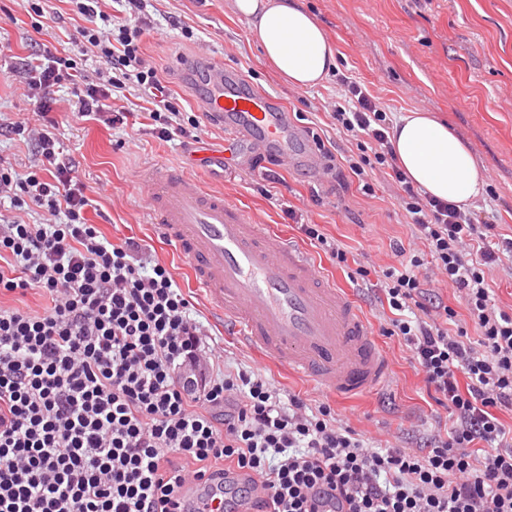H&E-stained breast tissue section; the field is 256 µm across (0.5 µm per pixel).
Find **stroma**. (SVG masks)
<instances>
[{
  "mask_svg": "<svg viewBox=\"0 0 512 512\" xmlns=\"http://www.w3.org/2000/svg\"><path fill=\"white\" fill-rule=\"evenodd\" d=\"M338 50V75L356 80L377 95L392 119L413 109L436 114L469 146L485 169L491 195L480 199L496 231L512 235V0H304ZM41 30H34L33 21ZM143 57L155 66L166 95L181 120L198 121L196 136L162 140L153 132L155 104L137 86L114 91L112 110L125 113L123 124L79 116L69 82L54 86L55 134L76 163L77 176L93 201L87 217L110 238L132 237L153 255L171 263L186 292L194 287L188 267L175 247L146 222L148 186L144 175L156 166H181L221 187L259 224L303 242L289 211L318 225L338 240L348 263L333 264L320 249L313 256L323 270L350 291L373 329L390 316L370 282H353L361 266L378 268L393 261L394 244L415 242L397 204L399 191L388 176L372 170L373 195L358 182L348 187L327 181L308 167L288 170L272 158L245 147L230 146L224 128L213 124L195 105L205 85L186 82L184 60L207 51L224 59V68L240 72L237 91L262 90L287 109L294 126L320 136L336 162L358 155L356 139L343 134L332 118L342 91L335 77L306 89L288 86L262 57L247 20L232 0H147L139 21ZM88 20L69 0H0V123L15 122L30 111L21 61L37 44H53L60 56L75 59L90 83L105 82L110 65L92 52L82 36ZM230 150L224 171L200 167L202 147ZM201 321L211 347L222 349L225 370L258 369L285 393L312 399L320 391L263 361L243 344L226 338L224 322L210 311ZM392 366L389 386L353 399L333 398L341 419L380 448L418 447L451 424L413 367L411 352L397 336L381 337Z\"/></svg>",
  "mask_w": 512,
  "mask_h": 512,
  "instance_id": "1",
  "label": "stroma"
}]
</instances>
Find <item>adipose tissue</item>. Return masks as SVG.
<instances>
[{
    "label": "adipose tissue",
    "mask_w": 512,
    "mask_h": 512,
    "mask_svg": "<svg viewBox=\"0 0 512 512\" xmlns=\"http://www.w3.org/2000/svg\"><path fill=\"white\" fill-rule=\"evenodd\" d=\"M234 7L288 85L314 87L336 70V45L301 0H234ZM390 141L398 165L429 195L463 209L483 193V167L462 139L430 113L414 110L401 116Z\"/></svg>",
    "instance_id": "adipose-tissue-1"
}]
</instances>
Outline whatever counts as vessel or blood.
<instances>
[{
  "instance_id": "obj_1",
  "label": "vessel or blood",
  "mask_w": 512,
  "mask_h": 512,
  "mask_svg": "<svg viewBox=\"0 0 512 512\" xmlns=\"http://www.w3.org/2000/svg\"><path fill=\"white\" fill-rule=\"evenodd\" d=\"M207 72L200 108L256 153L274 150L282 167L303 162L300 135L268 95H228L224 65L204 52L184 74ZM153 225L189 263L193 285L232 336L322 392L360 397L387 383L391 365L354 299L305 248L257 224L221 188L190 170L147 174Z\"/></svg>"
}]
</instances>
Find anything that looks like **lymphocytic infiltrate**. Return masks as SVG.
<instances>
[{"label": "lymphocytic infiltrate", "mask_w": 512, "mask_h": 512, "mask_svg": "<svg viewBox=\"0 0 512 512\" xmlns=\"http://www.w3.org/2000/svg\"><path fill=\"white\" fill-rule=\"evenodd\" d=\"M84 38L117 78L83 83L75 60L40 44L25 65L31 119L8 126L38 163L14 177L0 159V197L35 206L45 224H0V512H206L195 484L223 488L228 474L259 482L255 508L319 512H512V441L500 412L512 411V313L496 309L489 275L512 254L477 209H458L415 187L399 167L390 118L357 82L342 78L336 121L366 140L371 158L325 168L338 184L366 183L376 164L423 250L394 245L395 264L379 280L394 310L385 336L410 348L415 369L451 413L448 434L424 448L365 445L326 399H280L254 369L217 370L204 325L170 267L132 237L114 241L89 223L91 199L57 145L51 91L76 85L78 112L105 116L134 68L144 69L141 29L118 35L85 28ZM448 285L466 313L432 294ZM47 304L23 307L29 292ZM476 339H469V331Z\"/></svg>", "instance_id": "lymphocytic-infiltrate-1"}]
</instances>
